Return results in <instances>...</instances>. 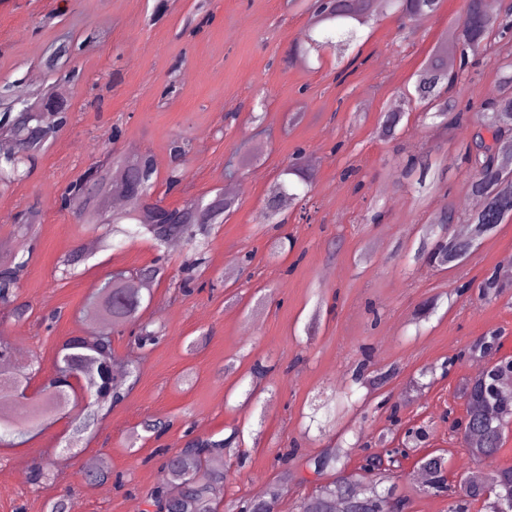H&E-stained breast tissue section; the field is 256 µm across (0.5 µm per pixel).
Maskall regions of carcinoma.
I'll return each instance as SVG.
<instances>
[{
  "label": "carcinoma",
  "mask_w": 512,
  "mask_h": 512,
  "mask_svg": "<svg viewBox=\"0 0 512 512\" xmlns=\"http://www.w3.org/2000/svg\"><path fill=\"white\" fill-rule=\"evenodd\" d=\"M299 9L310 14V23L300 39L301 59L306 60L310 51L332 49L341 54L356 38L359 30L373 24L383 11L397 15L400 25L405 26L424 14H433L441 7V0H292ZM500 19L489 21L484 0H466V8L457 21L444 34L423 66L416 72L412 99L419 107L437 100L440 107L425 112L429 118L441 120L447 128L471 126L470 142L460 161L467 166L472 193L484 199V205L469 218L470 233L457 237L450 233L456 213L449 210L441 214L436 225L422 229L414 260L433 267H458L464 253L477 247L479 241L498 225L512 220V181L505 179L508 166L495 161L491 147L486 144L485 133L499 122L501 112L512 110V52L501 56V49L512 46V4L499 13ZM459 53V65L448 68V50ZM484 57L501 62L507 71L502 82L501 97L484 101L474 109L471 101H459L450 97V92L471 80L469 61ZM477 112L478 121H471V112ZM68 124V115L58 112L52 118L40 112V106L30 101L22 91L20 80L0 81V128L11 130L14 148L0 153V185L7 186L22 177L20 166L31 162L35 154L44 150L55 135ZM303 151L285 165L280 180L267 194L260 218L263 224H273L277 214L271 208H282L285 200L298 198L296 190L304 187V194L312 191L315 181L313 173L302 163ZM122 175L115 181L109 170L95 167V172H85L65 188L61 194V208L70 211L78 220L96 229L101 224L110 228L105 239L127 235L132 232L148 234L164 243L175 238H184L191 245L194 255L185 261L184 272L193 270L200 260L205 242L197 235L209 224L220 220L226 211L210 208L213 199L192 198L171 213L179 216L178 224H157V214L162 211L161 201L153 197L157 169L152 156L140 153L131 158L117 160ZM401 178L410 182L418 196L424 197L442 184L443 172L437 170L428 156L412 154L405 160L400 171ZM117 185L141 187L142 195L136 198L137 207L117 214H107L104 203L113 194ZM28 260L21 257L9 266L0 267V303L10 304L17 297L20 274ZM90 312L101 322L97 332L79 340H68L58 350L52 375L44 385L43 407L28 414H19L10 406V401L22 391V380L14 379L8 386L0 382V442L24 441L27 435L56 414L72 413L73 438L79 439L97 422L104 406L122 401L136 376L137 361L129 359L126 368L114 370L119 363L113 347L112 335L134 328V346L144 351L156 342L160 331L151 328V323L141 319L143 296L129 288L124 274L107 277L98 285L89 299ZM103 368L105 375L90 382L88 405L77 408V404L58 383V374L79 372L84 368ZM483 373L470 381L465 417L464 438L473 460L495 456L502 445L505 432L512 417V393L503 391L495 404L486 402L480 394V381L491 373ZM235 437H197L175 451H164L165 461L161 467V480L150 493L147 502L165 512H218L224 494L228 473L224 470V453L229 450ZM402 455L399 447L385 449L384 456L368 455L359 466V471L342 475L337 480L319 486L311 495L303 498L299 512H336V503L342 504L345 512H387L385 496L392 490H378V484H364L362 472L372 465L387 460L398 463ZM348 451L332 448L308 459L307 465L317 474L345 468L344 458ZM420 467L428 476L427 487L448 497V512H470L476 502L487 508L495 501L504 503L512 499V466L503 467L483 475L471 472L458 481L448 478L444 458L426 455L420 459Z\"/></svg>",
  "instance_id": "carcinoma-1"
}]
</instances>
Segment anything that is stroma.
Wrapping results in <instances>:
<instances>
[{"mask_svg":"<svg viewBox=\"0 0 512 512\" xmlns=\"http://www.w3.org/2000/svg\"><path fill=\"white\" fill-rule=\"evenodd\" d=\"M156 0H0V79L49 91L69 106L70 121L38 154L27 177L0 187V262L27 257L19 303L24 319L0 305V333L17 350L13 370L32 375L29 404L41 402L61 345L91 335L85 316L94 286L115 270L133 272L162 262L164 273L144 294V317L162 336L139 364L130 394L101 415L77 444L60 419L31 433L16 448L0 447V512H48L57 498L80 512H131L144 506L161 478L160 449L182 447L188 435L244 433L241 453L225 457L230 469L226 499L263 498L279 484L274 512H296L300 499L332 474L309 475L306 462L327 448L349 449V468L365 452H382L399 429L426 427L423 453L442 456L449 477L493 472L512 465V427L496 457L472 461L451 417H463L461 379L475 375L484 355L472 346L495 337V357L512 356V284L485 299L457 296L463 282L480 285L512 255V223L479 243L472 261L442 270L415 262L420 230L434 214L454 208L471 214L465 167L454 165L470 127L447 132L425 126L407 97L413 75L464 0H444L437 14L401 28L386 14L364 29L351 54L360 58L344 82L335 79L331 54L290 59L307 13L288 0H168L152 19ZM194 15L196 32L183 31ZM400 102L405 114L397 139L381 133L385 112ZM182 135L190 143L184 163L170 154ZM314 155L311 197L317 212L299 220V204L285 224L266 230L261 203L296 148ZM153 155L156 195L175 207L192 197L241 184L235 212L208 228V246L190 291H179L186 240L156 243L146 236L117 248L61 211L64 188L107 155ZM448 161L439 190L418 198L399 177L410 154ZM250 164L227 177L231 156ZM184 178L175 190L166 180L174 167ZM352 166L356 179H343ZM383 210L371 223L373 210ZM37 214L32 232L18 214ZM82 259L73 274L65 263ZM441 297L429 319L420 306ZM369 357L370 382L354 373ZM455 360L452 373L442 365ZM270 368L252 382L255 363ZM356 404L337 415L326 434L309 428L311 404L324 405L345 390ZM401 424L393 426L390 416ZM169 421L158 438L144 433L146 418ZM262 429L261 442L250 432ZM298 454L281 477L278 458ZM53 458L52 475L30 481L41 459ZM107 462L110 479H95L90 466ZM417 456L403 460L390 480L405 512H448V499L423 492L413 475Z\"/></svg>","mask_w":512,"mask_h":512,"instance_id":"1","label":"stroma"}]
</instances>
